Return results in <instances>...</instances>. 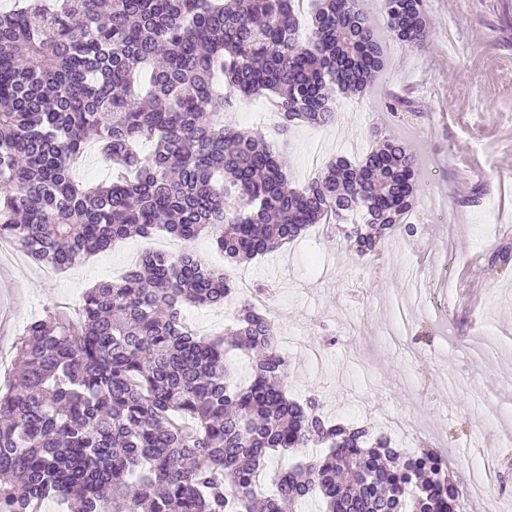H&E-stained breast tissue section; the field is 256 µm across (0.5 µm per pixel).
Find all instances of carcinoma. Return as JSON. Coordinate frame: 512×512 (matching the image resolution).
Here are the masks:
<instances>
[{
    "label": "carcinoma",
    "mask_w": 512,
    "mask_h": 512,
    "mask_svg": "<svg viewBox=\"0 0 512 512\" xmlns=\"http://www.w3.org/2000/svg\"><path fill=\"white\" fill-rule=\"evenodd\" d=\"M390 32L423 46L422 0H381ZM311 39L294 0H27L0 12V238L62 270L131 235H201L231 263L330 224L357 258L407 223L413 158L372 131L360 164L338 157L291 187L265 137L224 125L235 97H267L281 130L336 121V93L382 68L360 0H315ZM96 143L105 183L75 179ZM152 145L142 156L137 146ZM236 282L191 248L146 254L89 289L75 313L29 324L0 392V512H460L441 452L407 453L372 428L288 396L274 323L240 302L200 337L185 305L221 307ZM251 359L245 383L228 356ZM320 448L260 491L273 452Z\"/></svg>",
    "instance_id": "carcinoma-1"
}]
</instances>
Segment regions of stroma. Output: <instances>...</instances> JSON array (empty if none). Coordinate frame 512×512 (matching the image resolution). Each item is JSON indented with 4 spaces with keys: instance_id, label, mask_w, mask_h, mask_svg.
Instances as JSON below:
<instances>
[{
    "instance_id": "1",
    "label": "stroma",
    "mask_w": 512,
    "mask_h": 512,
    "mask_svg": "<svg viewBox=\"0 0 512 512\" xmlns=\"http://www.w3.org/2000/svg\"><path fill=\"white\" fill-rule=\"evenodd\" d=\"M363 7L386 64L363 95H337L335 124L279 136L261 98L241 99L224 122L263 132L297 188L336 157L360 160L371 127H381L420 171L415 234L396 232L367 262L317 224L241 266L208 237L193 248L247 286L272 285L265 308L286 343L290 396L320 399L328 416L367 424L400 447L429 443L461 480L476 461L493 463L502 486L467 510L512 512V258L488 260L512 248V0H425L421 47L391 38L377 0ZM397 94L418 114L394 120L384 101ZM173 241L163 232L127 238L51 275L21 249L1 251L0 389L32 321L77 307L94 284Z\"/></svg>"
}]
</instances>
